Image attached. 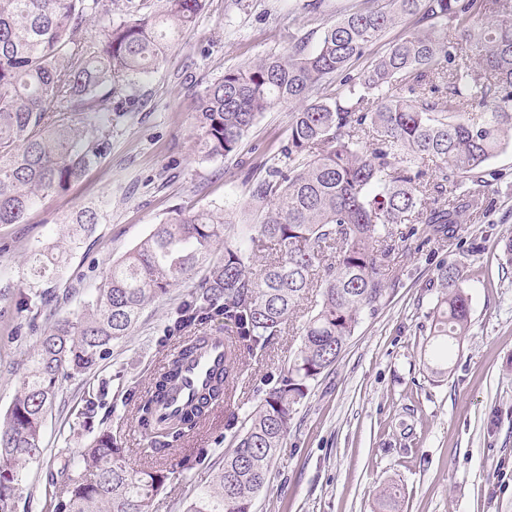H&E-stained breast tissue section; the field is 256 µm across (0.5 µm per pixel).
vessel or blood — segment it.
<instances>
[{
  "mask_svg": "<svg viewBox=\"0 0 512 512\" xmlns=\"http://www.w3.org/2000/svg\"><path fill=\"white\" fill-rule=\"evenodd\" d=\"M226 355L225 338L221 335L204 336L197 354L185 361L181 377L172 393L161 404L166 417L180 415L194 394L208 385L215 366L223 365Z\"/></svg>",
  "mask_w": 512,
  "mask_h": 512,
  "instance_id": "obj_1",
  "label": "vessel or blood"
}]
</instances>
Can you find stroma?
Returning <instances> with one entry per match:
<instances>
[{"instance_id":"35a3bbf8","label":"stroma","mask_w":512,"mask_h":512,"mask_svg":"<svg viewBox=\"0 0 512 512\" xmlns=\"http://www.w3.org/2000/svg\"><path fill=\"white\" fill-rule=\"evenodd\" d=\"M309 2L208 0L158 69L115 102L107 154L26 223L0 224V412L12 402L15 373L36 339L16 306L28 256L57 241L62 216L93 207L99 220L51 284V310L60 316L76 311L101 271L183 205L221 208L247 223L243 182L259 153L274 154L286 142L288 111L265 113L237 153L204 160L194 147L193 97L227 69L284 52L289 33L316 45L322 26L356 0H325L317 12ZM486 171L488 186L473 204L476 220L444 241L398 243L386 269L392 290L297 406L252 512H377L378 495L391 484L401 493L399 512H512V256L504 251L512 238V147ZM452 265L463 272L470 326L445 373L434 374L427 367L430 312L439 269ZM194 287L190 281L172 288L104 360L62 380L43 427L44 454L23 471L14 512H40L46 474L64 439L82 448L105 429L131 434L134 423L121 405L128 395H146L170 351L194 335L191 327L168 331ZM301 326L293 319L263 357L240 358L239 415L287 369ZM227 414L215 406L204 427L173 450L153 512H185L194 492L209 484L232 446ZM187 449L197 456L189 470L180 466Z\"/></svg>"}]
</instances>
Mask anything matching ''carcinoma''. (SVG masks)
Segmentation results:
<instances>
[{
  "label": "carcinoma",
  "instance_id": "1",
  "mask_svg": "<svg viewBox=\"0 0 512 512\" xmlns=\"http://www.w3.org/2000/svg\"><path fill=\"white\" fill-rule=\"evenodd\" d=\"M206 0H0V224L65 192L111 145L112 103L154 72ZM118 21H112V17ZM419 26L352 71L368 46L407 17ZM104 22L86 34V22ZM288 36V49L224 74L194 96L196 147L212 160L235 153L264 113L290 109L288 139L273 163L248 177L253 222L236 231L222 209L174 211L102 273L81 309L47 311V291L92 231L98 213L80 209L56 245L34 252L28 291L16 305L40 331L14 398L0 413V512H13L16 482L43 453L45 417L59 380L91 369L130 335L144 308L209 265L183 321L224 318L233 353L263 356L285 332L310 289L320 299L301 326L287 370L243 420L226 430L235 446L185 512H251L271 480V463L312 383L333 366L366 314L388 291L386 262L397 239L454 235L485 165L512 146V0H362L328 22L317 47ZM336 86V92L327 93ZM435 161L428 173L425 160ZM224 248V258L212 255ZM264 264L253 269V257ZM461 270L438 274L430 330L433 372L465 334L470 305ZM199 349L189 336L131 408L150 461L110 431L87 448H60L47 474L42 512H152L170 471L168 450L206 423L220 400L233 404L235 361L212 375L181 415L157 418V404ZM398 487L379 494L396 512Z\"/></svg>",
  "mask_w": 512,
  "mask_h": 512
}]
</instances>
